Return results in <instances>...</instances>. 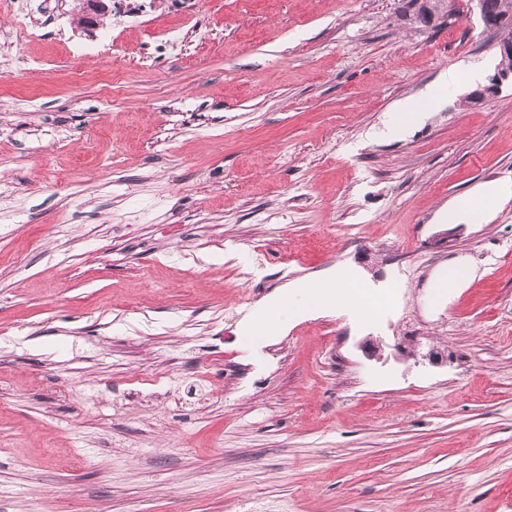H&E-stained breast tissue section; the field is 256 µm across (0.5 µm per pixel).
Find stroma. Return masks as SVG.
Returning a JSON list of instances; mask_svg holds the SVG:
<instances>
[{
    "label": "stroma",
    "instance_id": "obj_1",
    "mask_svg": "<svg viewBox=\"0 0 512 512\" xmlns=\"http://www.w3.org/2000/svg\"><path fill=\"white\" fill-rule=\"evenodd\" d=\"M83 3L0 0V512H512V88L464 103L499 34L466 0ZM340 269L373 319L302 307ZM499 192L496 188H488L486 189L484 195L479 200H467L464 201L462 205L459 206L455 213H450L448 215V221H454L457 219L458 215L461 212L471 213L473 215H478L481 211H483L489 203L496 202L499 198Z\"/></svg>",
    "mask_w": 512,
    "mask_h": 512
}]
</instances>
